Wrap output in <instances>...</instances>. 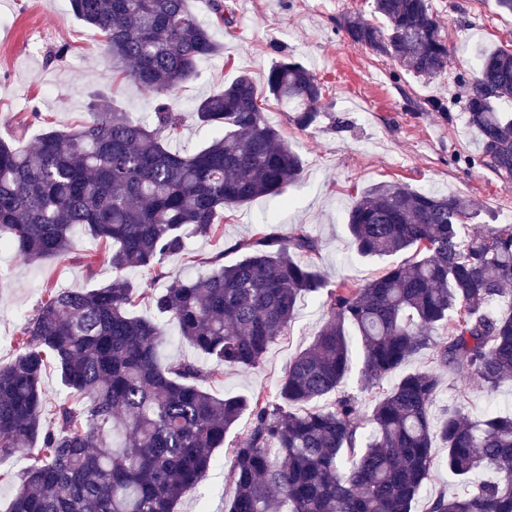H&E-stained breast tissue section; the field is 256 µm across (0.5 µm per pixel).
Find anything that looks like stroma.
<instances>
[{
	"instance_id": "stroma-1",
	"label": "stroma",
	"mask_w": 512,
	"mask_h": 512,
	"mask_svg": "<svg viewBox=\"0 0 512 512\" xmlns=\"http://www.w3.org/2000/svg\"><path fill=\"white\" fill-rule=\"evenodd\" d=\"M188 0L189 9L209 24L219 54L202 60L197 79L184 84L170 99L183 124L182 140L200 147L216 131L200 125L192 108L218 93L240 74L263 86L271 66L282 57L299 59L324 86L318 122L305 130L289 119L284 105L265 103V121L280 129L302 157L304 171L289 186L285 200L260 197L224 210V235L214 241L193 235L188 252L167 259L166 268L190 276L204 273L199 260L224 251L225 262L238 260L231 247L251 241L261 228L288 237L305 226L319 243L317 263L329 284L364 283L387 266L381 259L360 257L347 230V212L362 191L380 181H397L418 192L473 199L483 205L471 221L485 225L512 224V181L489 171L463 165L477 156L479 139L462 107L465 89L457 76H473L479 52L512 50V14L495 0H431L433 13L450 47L447 74L416 77L406 67L353 44L339 22L343 15L373 19L372 0ZM48 32L49 40L32 35ZM65 57H58L62 45ZM108 94L114 105L138 119L154 111L153 99L134 84L112 85L108 79L102 37L83 25L56 0H0V138L21 150L33 147L47 127L70 129L88 117L94 94ZM452 98L450 118L427 109L430 98ZM41 121H34L33 112ZM94 253V274H87L84 255ZM116 275L107 255L83 229L73 234V248L63 257L38 264L23 263L14 250L0 249V362L15 352L14 339L31 316L44 286L92 288L107 285ZM325 322L318 302L305 301L288 334L271 346L256 368L215 367L211 393L248 396L273 390L289 360L307 347ZM461 403L472 417L493 410L512 411V381L497 390L479 379L460 381L444 372L436 408ZM216 465L194 492L178 502L175 512H224L231 494L229 466L223 450Z\"/></svg>"
}]
</instances>
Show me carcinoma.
Masks as SVG:
<instances>
[{
  "label": "carcinoma",
  "mask_w": 512,
  "mask_h": 512,
  "mask_svg": "<svg viewBox=\"0 0 512 512\" xmlns=\"http://www.w3.org/2000/svg\"><path fill=\"white\" fill-rule=\"evenodd\" d=\"M70 8L103 35L112 79L152 95L155 112L135 119L100 96L90 120L49 128L31 149L0 139V242L32 264L67 254L81 227L108 247L116 271L168 277L165 261L184 250L186 229L220 240V210L282 195L302 159L266 123L246 74L193 108L219 129L208 145L171 148L180 123L169 96L221 50L186 0H70ZM373 13L382 25L356 15L340 22L353 43L419 77L447 71L430 0H373ZM265 90L302 129L320 116L323 85L294 58L271 67ZM505 102L512 52L498 49L467 81L463 106L480 137L468 163L512 180ZM479 211L455 196L373 185L348 213L353 245L364 258L404 259L359 286L327 288L310 261L318 241L301 225L286 239L263 231L238 244L245 255L230 264L222 252L203 257L208 273L170 276L163 290L138 294L122 275L99 288L45 289L0 364V457L31 453L8 512H175L245 413L249 428L226 449L227 512H411L442 464L462 480L479 468L492 477L464 497L438 493L426 512H512V413L475 420L455 404L433 414L440 368L491 390L512 380V224L471 232ZM304 296L322 298V328L274 390L250 398L206 391L205 364H160L163 324L131 312L145 300L207 361L256 368ZM351 335L361 345L358 387L378 391L365 419L343 391ZM427 351L436 367L382 386ZM51 365L70 393L52 406L42 387Z\"/></svg>",
  "instance_id": "1"
}]
</instances>
